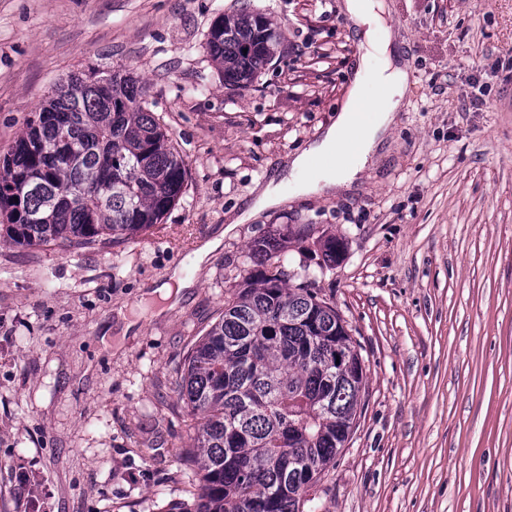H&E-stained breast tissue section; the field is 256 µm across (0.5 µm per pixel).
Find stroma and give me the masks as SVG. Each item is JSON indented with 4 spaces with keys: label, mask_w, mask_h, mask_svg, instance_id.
Returning <instances> with one entry per match:
<instances>
[{
    "label": "stroma",
    "mask_w": 512,
    "mask_h": 512,
    "mask_svg": "<svg viewBox=\"0 0 512 512\" xmlns=\"http://www.w3.org/2000/svg\"><path fill=\"white\" fill-rule=\"evenodd\" d=\"M233 2L0 0V156L70 76L126 70L188 166L162 223L125 243H0V512H194L183 357L249 244L287 228L344 239L332 265L289 247L288 270L308 266L366 368L314 512H512V79L497 67L512 0H385L408 79L365 190L288 201L227 237L255 185L332 122L358 52L342 0H249L280 44L240 88L206 48ZM218 236L173 310L143 309Z\"/></svg>",
    "instance_id": "stroma-1"
}]
</instances>
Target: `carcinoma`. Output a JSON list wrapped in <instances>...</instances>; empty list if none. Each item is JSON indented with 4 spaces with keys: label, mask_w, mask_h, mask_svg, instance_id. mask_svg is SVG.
Masks as SVG:
<instances>
[{
    "label": "carcinoma",
    "mask_w": 512,
    "mask_h": 512,
    "mask_svg": "<svg viewBox=\"0 0 512 512\" xmlns=\"http://www.w3.org/2000/svg\"><path fill=\"white\" fill-rule=\"evenodd\" d=\"M279 35L245 8L217 17L207 50L224 80L247 89ZM130 73L72 75L0 159V214L10 243L120 244L161 223L188 168ZM253 265L224 311L188 349L176 386L195 420L200 493L195 512H306L354 431L365 375L336 373V351L363 363L336 308L293 282L286 240L249 246Z\"/></svg>",
    "instance_id": "carcinoma-1"
}]
</instances>
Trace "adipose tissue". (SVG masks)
Masks as SVG:
<instances>
[{"label":"adipose tissue","mask_w":512,"mask_h":512,"mask_svg":"<svg viewBox=\"0 0 512 512\" xmlns=\"http://www.w3.org/2000/svg\"><path fill=\"white\" fill-rule=\"evenodd\" d=\"M343 10L354 32L359 52L352 65L350 87L333 121L298 151L275 165L267 182L253 199L226 224L225 235L251 222L259 213L275 209L288 197L311 195H355L365 189L364 172L388 145L391 130L406 90V66L398 52L396 36L388 23L383 0H344ZM371 113L362 122V113ZM327 160V167L311 176L307 167L313 159ZM221 244L206 241L176 267L168 280L156 287L154 296L177 303L181 293L193 286V273Z\"/></svg>","instance_id":"adipose-tissue-1"}]
</instances>
